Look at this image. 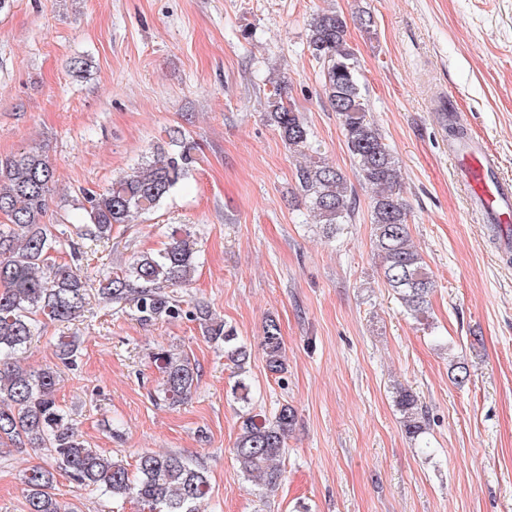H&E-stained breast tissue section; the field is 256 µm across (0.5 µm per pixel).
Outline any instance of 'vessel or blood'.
I'll return each instance as SVG.
<instances>
[{
  "label": "vessel or blood",
  "instance_id": "b4317fda",
  "mask_svg": "<svg viewBox=\"0 0 512 512\" xmlns=\"http://www.w3.org/2000/svg\"><path fill=\"white\" fill-rule=\"evenodd\" d=\"M465 177L472 209L485 223H512V181L497 176V160L476 143L467 141L449 147Z\"/></svg>",
  "mask_w": 512,
  "mask_h": 512
}]
</instances>
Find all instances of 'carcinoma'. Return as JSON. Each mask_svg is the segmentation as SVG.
Listing matches in <instances>:
<instances>
[{"label":"carcinoma","mask_w":512,"mask_h":512,"mask_svg":"<svg viewBox=\"0 0 512 512\" xmlns=\"http://www.w3.org/2000/svg\"><path fill=\"white\" fill-rule=\"evenodd\" d=\"M346 32L344 15L323 10L309 22L308 47L323 65L325 93L341 120L358 176L374 190L371 220L383 281L406 314L421 320L435 283L411 242L408 205L399 189L400 171L371 119L359 62L346 41ZM266 118L290 150L301 156L311 150L309 126L283 97L269 99ZM192 162L191 148L186 145L176 154L157 153L113 183L109 191L87 197L86 235L92 241L107 240L113 225L127 224L134 215L156 207L183 182ZM297 178L323 233L329 237L342 233L353 214L352 191L342 171L311 161L299 166ZM54 183V169L37 149L0 160V214L9 220L0 226V443L44 448L53 458L52 464L33 466L24 474L27 512H75L54 493L56 467L79 486H93L112 499L134 498L147 512H199V504L210 493L204 471L177 453L144 452L138 457L136 472H129L122 462L77 438L67 412L55 398L58 365L38 370L19 365L39 335L43 319L70 322L79 318L88 304V283L79 255L73 256L70 265H48L50 251L63 246L61 236L66 233L44 221ZM196 267L197 255L190 242L174 237L166 247L134 258L124 274L104 277L98 296L133 306L141 322L162 316H184L197 322L209 341L224 345V355L237 368L233 397L248 405V347L209 305L198 302L184 310L167 292L188 284ZM262 348L269 373H282L286 367L284 343L275 318L265 322ZM78 349L77 337L61 336L56 357L71 365ZM155 362L162 373L157 398L171 407L181 405L198 384V368L188 356L170 350L156 353ZM393 394L404 433L417 447L429 448L424 437L425 412L417 396L402 386ZM295 424L296 411L288 404L271 417L250 411L242 416L234 460L243 478L259 490L273 491L280 485L278 461Z\"/></svg>","instance_id":"carcinoma-1"}]
</instances>
